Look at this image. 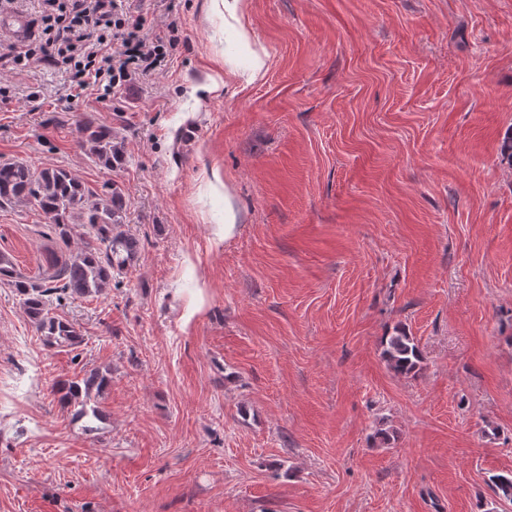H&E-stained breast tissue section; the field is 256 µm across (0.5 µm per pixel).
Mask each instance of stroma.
<instances>
[{
  "instance_id": "35a3bbf8",
  "label": "stroma",
  "mask_w": 512,
  "mask_h": 512,
  "mask_svg": "<svg viewBox=\"0 0 512 512\" xmlns=\"http://www.w3.org/2000/svg\"><path fill=\"white\" fill-rule=\"evenodd\" d=\"M177 10L164 70L104 99L0 59V161L118 187L140 242L59 307L77 347L0 285V512H512V0H247L245 44ZM46 229L0 209V253L42 275ZM396 325L419 376L381 357ZM93 368L78 419L52 385ZM81 133L88 153L97 164L109 170L127 164L124 144L122 140L119 141L112 126L100 123L97 117L90 113L84 117Z\"/></svg>"
}]
</instances>
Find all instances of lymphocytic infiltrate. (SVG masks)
<instances>
[{
	"label": "lymphocytic infiltrate",
	"instance_id": "obj_1",
	"mask_svg": "<svg viewBox=\"0 0 512 512\" xmlns=\"http://www.w3.org/2000/svg\"><path fill=\"white\" fill-rule=\"evenodd\" d=\"M174 10L175 0H157L152 18L129 0H40L32 37L7 49L19 73L48 66L70 84L91 78L108 93L166 66L181 43Z\"/></svg>",
	"mask_w": 512,
	"mask_h": 512
}]
</instances>
